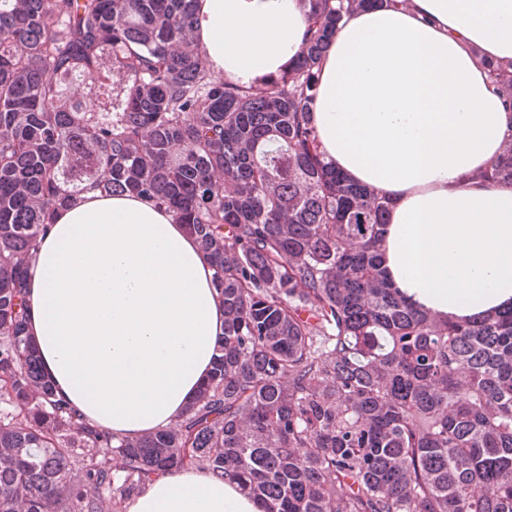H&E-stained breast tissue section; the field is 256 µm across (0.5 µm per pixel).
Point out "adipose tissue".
<instances>
[{"label":"adipose tissue","instance_id":"1","mask_svg":"<svg viewBox=\"0 0 512 512\" xmlns=\"http://www.w3.org/2000/svg\"><path fill=\"white\" fill-rule=\"evenodd\" d=\"M210 68L246 86L288 70L303 0H198ZM512 61V0H411L346 16L311 112L324 162L391 202L383 266L412 306L453 320L512 307V185L477 180L512 139L482 60ZM27 331L84 421L137 439L184 414L224 334L213 269L149 199L88 191L57 211L25 279ZM127 512H258L202 471L162 475Z\"/></svg>","mask_w":512,"mask_h":512}]
</instances>
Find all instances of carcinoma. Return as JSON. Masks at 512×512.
<instances>
[{
	"label": "carcinoma",
	"instance_id": "cac0c4a2",
	"mask_svg": "<svg viewBox=\"0 0 512 512\" xmlns=\"http://www.w3.org/2000/svg\"><path fill=\"white\" fill-rule=\"evenodd\" d=\"M304 2L300 57L248 87L210 71L197 0H0V512H116L188 465L259 512H512V308L391 287L390 204L309 121L339 23L383 0ZM487 70L512 113V63ZM476 179L512 185V141ZM88 190L172 211L224 301L208 383L136 440L79 420L26 331L38 238Z\"/></svg>",
	"mask_w": 512,
	"mask_h": 512
}]
</instances>
